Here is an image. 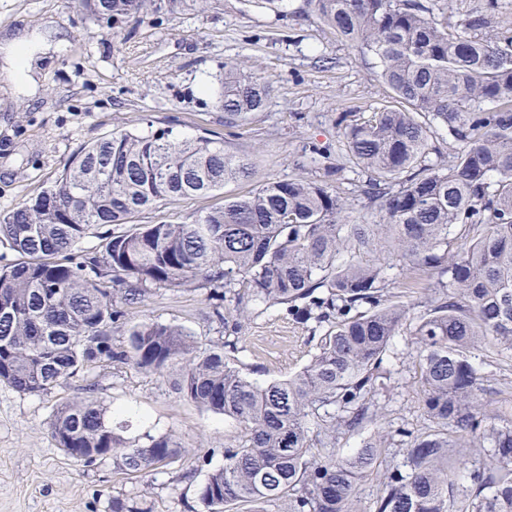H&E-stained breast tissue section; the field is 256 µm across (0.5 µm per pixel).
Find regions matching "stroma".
Returning a JSON list of instances; mask_svg holds the SVG:
<instances>
[{"mask_svg": "<svg viewBox=\"0 0 512 512\" xmlns=\"http://www.w3.org/2000/svg\"><path fill=\"white\" fill-rule=\"evenodd\" d=\"M33 34L56 50L39 64L36 96L0 77V211L35 197L81 147L122 129H171L219 136L251 155V184L296 175L305 146L335 145L342 112H369L389 91L374 60L337 40L308 0H285L281 14L260 0H177L149 12L127 39L114 37L76 0H0V43ZM239 59L267 77L269 102L248 124L229 129L208 83ZM157 320L194 336L198 350L217 340L202 290L161 291L133 309L129 323ZM307 328L268 309L242 331L237 358L259 382L284 378L307 363ZM396 356L378 401L389 429L427 425L408 361L410 338L393 341ZM178 369L148 372L106 364L66 378L47 395H23L0 382V512H109L112 498L145 500L149 512H203L197 487L224 464V442L240 425L207 411L177 389ZM119 409L126 437L169 435L183 455L132 476L111 460L86 465L58 448L53 411L76 397ZM207 458L201 466L199 458Z\"/></svg>", "mask_w": 512, "mask_h": 512, "instance_id": "1", "label": "stroma"}]
</instances>
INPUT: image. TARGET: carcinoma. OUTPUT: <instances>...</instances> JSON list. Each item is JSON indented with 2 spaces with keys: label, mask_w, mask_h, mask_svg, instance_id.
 <instances>
[{
  "label": "carcinoma",
  "mask_w": 512,
  "mask_h": 512,
  "mask_svg": "<svg viewBox=\"0 0 512 512\" xmlns=\"http://www.w3.org/2000/svg\"><path fill=\"white\" fill-rule=\"evenodd\" d=\"M309 3L373 57L393 104L340 113L336 162L312 145L307 175L226 196L188 223L133 219L223 191L252 174L249 157L170 130H120L84 146L53 184L0 212V246L23 256L0 268V382L40 395L102 363L161 372L181 361L179 392L244 427L198 486L205 512L277 499L288 512H362V483L392 436L379 430L347 456L336 439L379 422L385 358L405 328L434 427L407 433L404 470L382 474L373 512H512V415L486 409L475 362L478 352L495 360L509 403L512 26L500 0ZM78 4L92 15L105 6L119 37L156 0ZM271 92L262 75L224 62V125L247 124ZM348 171L365 178L370 224L350 219ZM105 224L116 229L98 232ZM88 237L100 243L82 248ZM182 288L207 291L224 340L198 355L183 328L144 320L128 329L129 348L113 347L128 309ZM258 302L320 331L307 364L284 380L259 383L237 366V334ZM50 429L71 457L130 474L179 453L169 436H123L88 397L58 405ZM469 454L486 464L460 491L454 476Z\"/></svg>",
  "instance_id": "cac0c4a2"
}]
</instances>
